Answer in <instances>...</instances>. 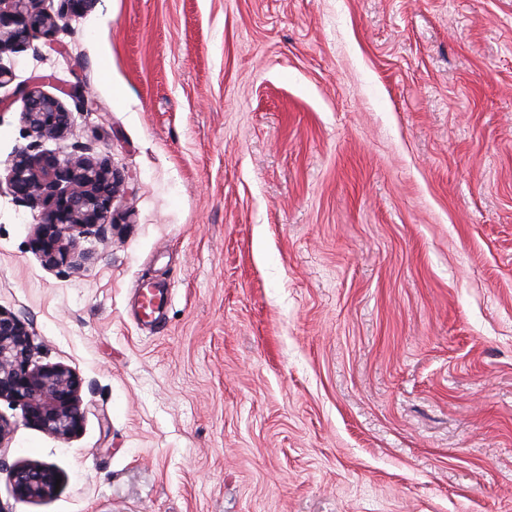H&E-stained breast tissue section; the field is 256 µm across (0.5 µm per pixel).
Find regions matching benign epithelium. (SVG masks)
<instances>
[{
	"label": "benign epithelium",
	"mask_w": 512,
	"mask_h": 512,
	"mask_svg": "<svg viewBox=\"0 0 512 512\" xmlns=\"http://www.w3.org/2000/svg\"><path fill=\"white\" fill-rule=\"evenodd\" d=\"M56 15L39 7L40 0H0V54L29 47L33 40L49 39L65 27L71 14L90 8L94 0H63ZM22 107L19 121L37 138L73 134L72 111L87 107L85 91L73 87L63 94L73 101L70 110L36 85L16 90ZM5 180L15 197L44 210L37 225V245L51 265L73 263L75 232L113 222L115 201L125 193L126 178L106 162L77 156L61 159L31 143L17 150L5 168ZM31 337L15 314L0 310V399L23 403L26 420L63 440L77 432L84 411L80 381L62 365L35 366ZM57 472L38 463L18 465L13 491L20 500L48 496L56 489Z\"/></svg>",
	"instance_id": "benign-epithelium-1"
}]
</instances>
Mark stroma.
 Returning <instances> with one entry per match:
<instances>
[{"instance_id": "35a3bbf8", "label": "stroma", "mask_w": 512, "mask_h": 512, "mask_svg": "<svg viewBox=\"0 0 512 512\" xmlns=\"http://www.w3.org/2000/svg\"><path fill=\"white\" fill-rule=\"evenodd\" d=\"M56 38L0 55V171L17 87L78 82L41 147L128 191L71 267L0 190V309L84 408L0 400V512H512V0H97ZM57 472L48 465L25 463L13 472V491L19 500H31L48 496L56 489Z\"/></svg>"}]
</instances>
